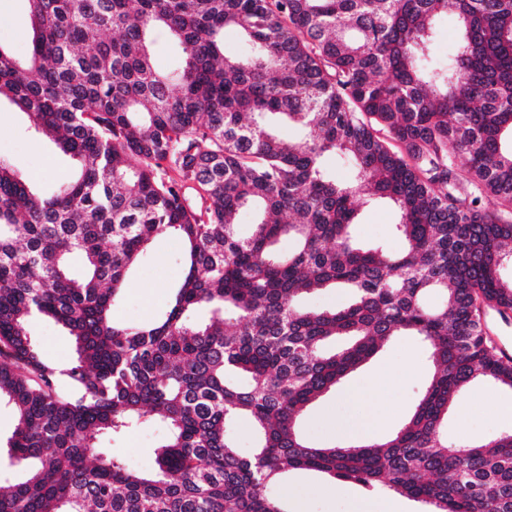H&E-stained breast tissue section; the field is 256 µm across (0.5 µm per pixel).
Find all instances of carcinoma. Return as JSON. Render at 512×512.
Returning a JSON list of instances; mask_svg holds the SVG:
<instances>
[{
  "mask_svg": "<svg viewBox=\"0 0 512 512\" xmlns=\"http://www.w3.org/2000/svg\"><path fill=\"white\" fill-rule=\"evenodd\" d=\"M24 2L32 48L0 45V102L77 167L40 196L0 162V404L17 420L0 512H288L267 488L299 469L436 512H512V432L443 434L467 385L512 389L481 318L512 311V222L484 208L512 215V0ZM446 19L459 37L445 58ZM228 28L247 54L224 49ZM157 29L173 72L155 64ZM376 197L399 211L400 252L352 238ZM249 207L263 217L243 238ZM166 234L185 262L169 310L116 322L128 271ZM336 286L354 303L301 306ZM38 319L72 336L67 366L43 353ZM398 335L433 368L409 422L381 444L308 443L303 409ZM238 416L257 436L249 457L226 435ZM154 420L167 436L153 472L101 448ZM153 46L155 61L162 70L170 71L178 66L179 60L167 32L162 30L156 31Z\"/></svg>",
  "mask_w": 512,
  "mask_h": 512,
  "instance_id": "cac0c4a2",
  "label": "carcinoma"
}]
</instances>
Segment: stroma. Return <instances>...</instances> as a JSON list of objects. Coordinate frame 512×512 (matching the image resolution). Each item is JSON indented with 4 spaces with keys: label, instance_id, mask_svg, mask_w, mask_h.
I'll list each match as a JSON object with an SVG mask.
<instances>
[{
    "label": "stroma",
    "instance_id": "35a3bbf8",
    "mask_svg": "<svg viewBox=\"0 0 512 512\" xmlns=\"http://www.w3.org/2000/svg\"><path fill=\"white\" fill-rule=\"evenodd\" d=\"M31 42L32 31L22 0H0V44L22 57L29 52ZM0 161L16 163L39 193L51 191L75 173L73 161L46 137L31 133L27 116L7 105L0 107ZM398 220V211L391 201L371 202L360 208L352 227L355 243L365 250L380 247L402 251L404 244L394 233ZM181 254L178 239H154L113 308L115 319L137 325L163 312L182 275ZM431 374L422 343L411 336L395 337L349 375L342 388L311 404L299 422V429L313 445H338L342 442L340 428L350 417L372 412L381 423L379 438H387L409 420ZM373 376L384 390L380 400L348 399V388ZM506 405L512 406V390L474 382L448 410L444 434L449 444H481L501 432L511 431L512 417H506L502 411ZM165 436L164 424L157 421L109 440L108 446L127 466L149 470L154 466V450ZM288 490L300 496L304 512H346L349 498L360 492L358 486L335 483L308 470L289 472L270 492L280 497Z\"/></svg>",
    "mask_w": 512,
    "mask_h": 512
}]
</instances>
